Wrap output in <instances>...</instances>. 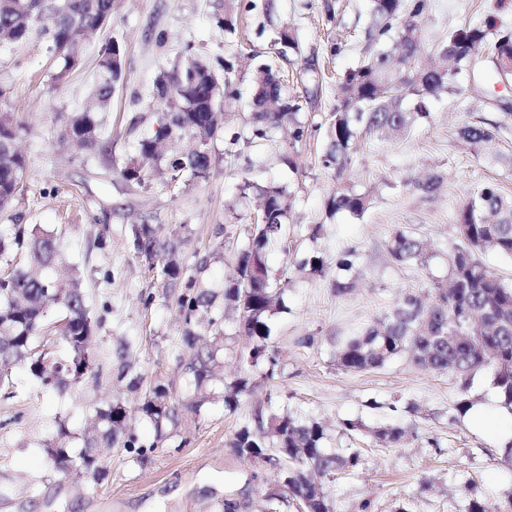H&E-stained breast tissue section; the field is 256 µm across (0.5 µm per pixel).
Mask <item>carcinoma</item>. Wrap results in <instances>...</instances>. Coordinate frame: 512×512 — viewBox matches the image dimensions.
I'll return each mask as SVG.
<instances>
[{
    "instance_id": "cac0c4a2",
    "label": "carcinoma",
    "mask_w": 512,
    "mask_h": 512,
    "mask_svg": "<svg viewBox=\"0 0 512 512\" xmlns=\"http://www.w3.org/2000/svg\"><path fill=\"white\" fill-rule=\"evenodd\" d=\"M46 0H0V41L25 43L33 34L42 35L44 53L59 62L53 78L61 81L75 66L72 52L76 36L93 33L109 25L114 0H56L50 17L43 15ZM429 0H370L371 22L363 31L365 49L358 63L347 69L337 87L336 104L326 123L309 125L301 118L303 104L288 95L283 80L272 66L260 64L251 73V112L245 125L231 134L230 144L258 152L275 141L279 130L290 133L289 148L279 161L295 166L290 149L324 131L325 147L318 163L340 176L351 162L359 137L374 135L388 140L405 135L428 121L434 101L450 92L458 76L469 73L479 54L488 52L500 68H512V30L491 21L482 25L461 24L446 32L437 54L453 67L429 70L421 64L425 47L420 21L429 10ZM255 3L224 0V17L218 24L232 33L241 10L252 11ZM77 14L83 29L68 19ZM273 42L296 45L288 24L273 28ZM124 51L117 41L99 53L100 81L95 93L101 110L110 104L111 88L123 80ZM189 68L163 69L155 79L154 99L159 110V133L139 139L136 160L123 176L137 185L146 184L142 159L165 160L167 183L178 185L186 175L207 176L211 165L210 142L221 132L211 105L224 111L236 108L240 99L234 65L221 57L205 64L192 61ZM27 126L10 112L0 113V209L22 190L27 168L17 141ZM462 139L481 154L494 132L478 123L460 128ZM188 137L195 147L187 154L173 153L171 142ZM61 138L89 152L101 148L102 128L93 111L70 113L63 118ZM441 176L428 172L407 181L413 191L430 195L438 190ZM237 195L262 201L260 212L248 224V244L237 252L234 274L224 281L222 292L206 285L204 275L212 263L224 257L222 250L198 251L195 261L181 265L175 260L185 244L181 229L164 224H133L131 241L136 259L156 270L158 287L174 299L183 321V340L190 358L183 366L182 408L196 413L202 401L196 394L217 381L215 369L224 363V308L236 312L234 328L252 340V347L237 355L239 371L223 387L224 408L233 411L240 397L252 390V376L259 366L273 377L278 359L267 353L271 336L269 319L277 301L288 288V280L273 273L269 256L283 244L285 226L295 202L288 186L271 178L259 181L245 176ZM372 205L369 194L353 188L337 190L327 201L331 213L363 216ZM461 243L448 258L446 281L400 297L387 315L347 337L336 351V365L346 372H368L385 367L408 353L413 360L437 373L468 378L482 369L494 374V384L504 405L512 408V283L491 276L478 254L496 253L512 258V197L494 183L485 184L467 196L457 209ZM385 249L397 266L429 263L421 240L403 229L395 230ZM357 250L336 256V271L350 273L359 263ZM0 398L14 397L11 369L23 365L45 391H63L95 377L93 340L101 326L85 301V291L76 266L62 257L57 234L39 224H0ZM224 304L216 305L218 297ZM203 327L211 340L203 346L197 329ZM63 343L67 355L55 347ZM165 385L158 383L145 392L139 406L142 417L153 427L157 441L170 437L177 425L179 408L168 399ZM267 408L238 429L226 443L233 453L254 464V479L266 470L278 472L282 488L268 495V512H335L329 484L338 472L354 471L361 452L348 448L335 453L325 447L327 432L317 421L304 419L281 406L278 396L268 393ZM128 410L119 400L95 410L94 433L81 446H64L69 430L57 422L56 435L41 442L46 454L100 477L95 454L102 446H122L141 458L155 445L146 446L126 432ZM386 445L405 440L406 430L394 424L371 429ZM465 512H512L507 505L495 509L485 501L470 498Z\"/></svg>"
}]
</instances>
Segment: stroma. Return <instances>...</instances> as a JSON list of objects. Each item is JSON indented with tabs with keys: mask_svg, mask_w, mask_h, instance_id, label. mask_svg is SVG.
Listing matches in <instances>:
<instances>
[{
	"mask_svg": "<svg viewBox=\"0 0 512 512\" xmlns=\"http://www.w3.org/2000/svg\"><path fill=\"white\" fill-rule=\"evenodd\" d=\"M272 2L271 14L249 13L239 34L230 35L217 23L224 0H117L110 24L79 43L81 63L60 82L39 40L0 43V84L10 88L0 99V112L14 113L29 128L18 142L28 180L8 212L0 213V224L13 217L61 230L62 252L79 266L87 305L103 320L93 364L99 384L45 392L24 368L14 369L16 394L0 399V512H219L227 498L243 501V512H264V496L277 489L279 475L269 471L254 480L253 465L225 443L272 391L291 410L324 423L330 448L360 449V467L337 474L332 483L336 512H361L366 502L371 512H463L472 496L499 504L512 497V453L505 439L472 429L456 407L464 395L474 404L492 406L495 415L505 414L492 371L474 373L464 383L454 374L425 370L407 355L361 373L343 371L334 360L343 337L390 312L405 293L446 277L448 257L460 242L455 213L467 195L488 182L512 195V118L486 107L480 97L485 89L512 99V84L490 81L480 89L469 77H459L453 91L434 105L428 123L396 139L365 142L340 176L316 162L325 146L320 136L297 144L293 170L280 164L275 146L256 154L257 171L287 182L297 196L285 235L288 249L270 257L273 272L289 281L285 306L271 319L269 346L279 359L278 370L273 379L258 381L236 411L210 398L199 413L182 412L172 437L160 444L137 411L145 389L154 383L179 396V356L186 347L174 301L161 293L152 305L141 301L152 275L134 256L130 226L188 225L179 254L186 264L196 250L223 243V262L206 274L207 283L219 290L233 271L235 248L244 243L255 210L254 201L237 196L244 162L221 136L211 144L207 178L172 189L158 177L146 187L122 177L134 142L157 125V74L183 64L190 43L201 58L233 61L245 92L247 57L257 50L287 72L290 93L300 96L305 89L298 76L313 58L328 81L304 112L310 122L321 123L335 104L339 75L363 49L358 32L368 21L367 0ZM430 4L422 32L428 45L441 41L448 29L490 16L512 28V8L495 10L494 0ZM284 22L297 33L299 48L281 58L271 52L261 28ZM113 40L124 49V79L110 106L97 115L105 146L88 154L61 141V119L89 106L96 58ZM335 40L342 43L336 56L329 52ZM469 120L501 127L483 155H474L458 135ZM429 171L443 177L434 195L407 187L409 178ZM340 184L370 194L373 203L363 216H330L326 201ZM314 226L321 232L313 240L307 231ZM399 227L426 243L433 254L428 265L401 267L389 261L384 245ZM348 248L358 250L361 264L355 288L339 295L332 287L334 263ZM313 253L328 262L325 272L301 268ZM123 344L129 345L134 370L143 377L140 388H130L128 379L119 376L115 350ZM116 398L130 411L129 430L154 444L149 458L139 460L121 448L102 449L104 472L97 480L50 466L40 443L55 433L57 420H65L71 432L70 446L79 447L95 408ZM410 403L415 412H407ZM343 418L369 426L390 422L410 432L392 446L366 433L351 440L338 427Z\"/></svg>",
	"mask_w": 512,
	"mask_h": 512,
	"instance_id": "obj_1",
	"label": "stroma"
}]
</instances>
